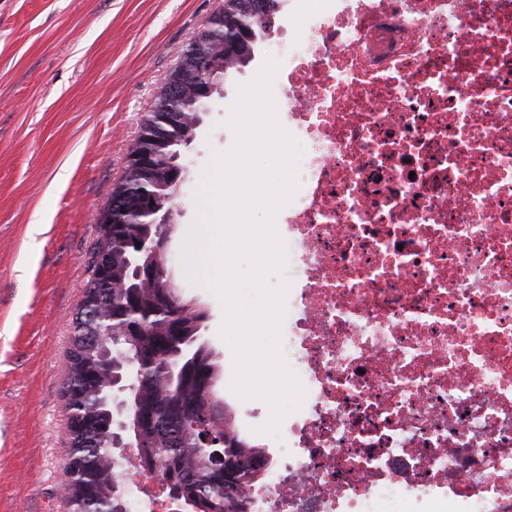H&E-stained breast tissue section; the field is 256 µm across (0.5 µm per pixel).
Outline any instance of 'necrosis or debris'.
<instances>
[{
  "mask_svg": "<svg viewBox=\"0 0 512 512\" xmlns=\"http://www.w3.org/2000/svg\"><path fill=\"white\" fill-rule=\"evenodd\" d=\"M281 351L248 512H512V0H302ZM126 512H180L114 460Z\"/></svg>",
  "mask_w": 512,
  "mask_h": 512,
  "instance_id": "necrosis-or-debris-1",
  "label": "necrosis or debris"
}]
</instances>
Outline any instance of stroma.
Wrapping results in <instances>:
<instances>
[{"mask_svg":"<svg viewBox=\"0 0 512 512\" xmlns=\"http://www.w3.org/2000/svg\"><path fill=\"white\" fill-rule=\"evenodd\" d=\"M223 0H0V512H71L60 489L68 434L63 383L72 321L98 238L145 112ZM280 13L253 59L221 87L184 147L168 264L184 299L207 313L203 340L224 364L218 396L241 434L270 419L231 389L225 307L191 281L182 251L212 214L197 193L234 145L239 86L288 39Z\"/></svg>","mask_w":512,"mask_h":512,"instance_id":"35a3bbf8","label":"stroma"}]
</instances>
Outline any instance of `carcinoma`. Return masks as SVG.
Instances as JSON below:
<instances>
[{
  "label": "carcinoma",
  "mask_w": 512,
  "mask_h": 512,
  "mask_svg": "<svg viewBox=\"0 0 512 512\" xmlns=\"http://www.w3.org/2000/svg\"><path fill=\"white\" fill-rule=\"evenodd\" d=\"M283 0H224L223 7L191 40L198 63L173 73L186 84L180 96L162 87L139 130L180 121L165 135L150 179L130 172L113 186L102 213L130 192L137 199L123 224H99L83 300L67 352L64 398L69 411L70 448L62 491L73 512H122L116 498L111 436L117 412L111 396L127 387L122 415L138 448L141 465L158 473L171 494L195 512H246L239 487L264 475L262 455L230 427L224 403L215 396L221 361L201 341L206 312L165 288L163 270L147 252L161 232L160 214L175 220V180L181 179L180 149L193 137L204 111L203 94L245 66L266 35ZM112 357L130 365H108Z\"/></svg>",
  "instance_id": "carcinoma-1"
}]
</instances>
